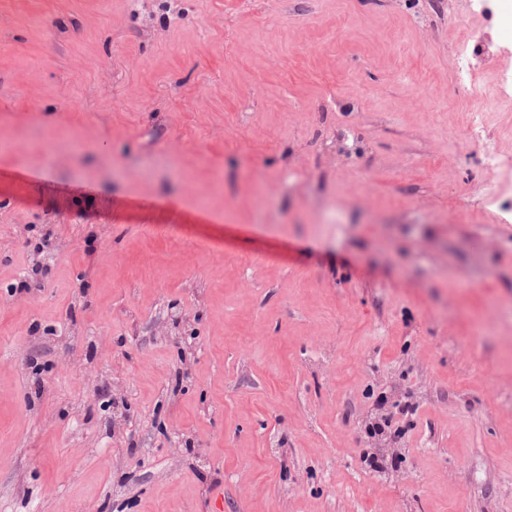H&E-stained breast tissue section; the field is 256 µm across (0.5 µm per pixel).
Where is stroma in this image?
I'll list each match as a JSON object with an SVG mask.
<instances>
[{
  "instance_id": "1",
  "label": "stroma",
  "mask_w": 512,
  "mask_h": 512,
  "mask_svg": "<svg viewBox=\"0 0 512 512\" xmlns=\"http://www.w3.org/2000/svg\"><path fill=\"white\" fill-rule=\"evenodd\" d=\"M465 5L0 0V512H512ZM386 404V397L380 395L377 400V405L379 409L382 410V413L367 428V433L371 437L384 436L391 434L392 432L397 434L399 427L393 430L395 424L402 419L412 416L415 411L409 403L395 404L390 410L386 409Z\"/></svg>"
}]
</instances>
